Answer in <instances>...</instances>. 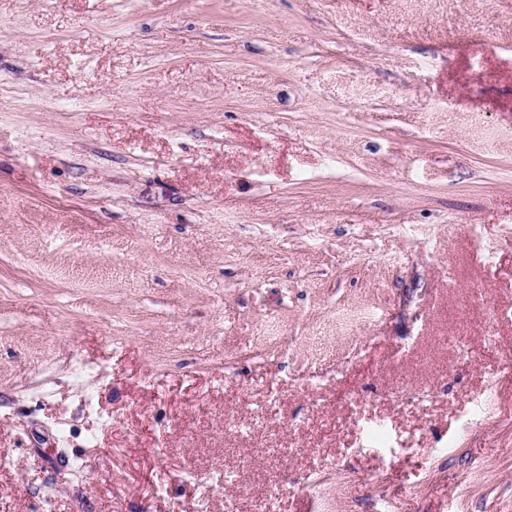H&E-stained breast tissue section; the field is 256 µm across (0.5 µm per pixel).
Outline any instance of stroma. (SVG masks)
I'll list each match as a JSON object with an SVG mask.
<instances>
[{
	"mask_svg": "<svg viewBox=\"0 0 512 512\" xmlns=\"http://www.w3.org/2000/svg\"><path fill=\"white\" fill-rule=\"evenodd\" d=\"M510 377L512 0H0V512H512Z\"/></svg>",
	"mask_w": 512,
	"mask_h": 512,
	"instance_id": "1",
	"label": "stroma"
}]
</instances>
